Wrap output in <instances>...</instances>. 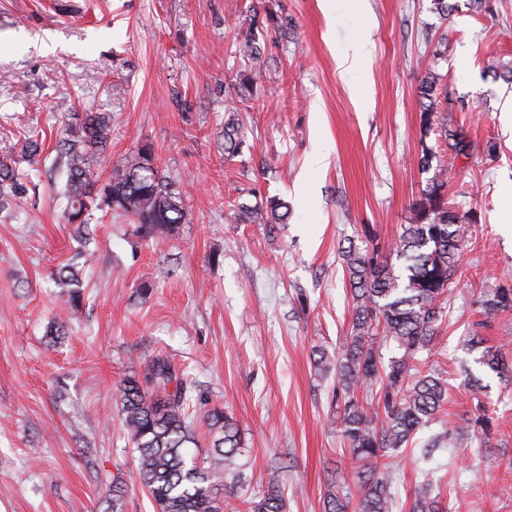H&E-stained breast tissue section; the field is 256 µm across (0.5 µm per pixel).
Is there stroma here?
<instances>
[{
  "label": "stroma",
  "instance_id": "stroma-1",
  "mask_svg": "<svg viewBox=\"0 0 512 512\" xmlns=\"http://www.w3.org/2000/svg\"><path fill=\"white\" fill-rule=\"evenodd\" d=\"M448 3L443 17L433 0H0V155L28 134L43 140L25 194L0 212V512H154L115 391L158 356L193 380L190 456H210L202 414L224 407L244 433L249 494L274 480L286 512H324L354 466L324 425L333 380L312 355L350 330L338 250L394 241L439 165L456 212L479 221L422 355L448 373V403L426 432L456 435L430 465L447 512H512V371L488 377L495 427L488 447H474L460 429L474 411L463 369L475 356L459 343L482 337L512 368V311L489 318L481 307L512 286V227L499 222L512 203V0ZM248 36L265 64L243 91ZM360 45L368 62L339 68ZM430 70L444 93L425 138L419 86ZM81 112L111 117L99 178L151 144L183 185L186 220L147 241L93 211L82 307L57 338L52 275L79 245L56 144ZM231 113L246 144L228 159ZM450 129L473 144L469 155L450 158ZM426 144L431 169L419 163ZM273 196L290 208L276 233L229 222V205ZM116 480L126 489L117 509Z\"/></svg>",
  "mask_w": 512,
  "mask_h": 512
}]
</instances>
